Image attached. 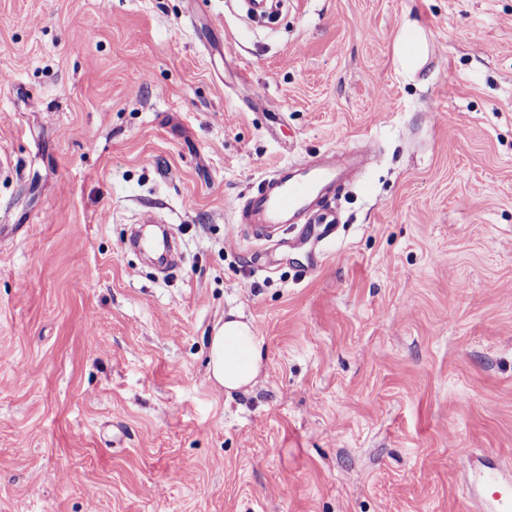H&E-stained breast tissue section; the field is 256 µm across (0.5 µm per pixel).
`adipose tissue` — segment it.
Returning <instances> with one entry per match:
<instances>
[{"mask_svg":"<svg viewBox=\"0 0 512 512\" xmlns=\"http://www.w3.org/2000/svg\"><path fill=\"white\" fill-rule=\"evenodd\" d=\"M262 340L243 315L231 312L209 336L207 372L225 394L253 387L261 370Z\"/></svg>","mask_w":512,"mask_h":512,"instance_id":"adipose-tissue-1","label":"adipose tissue"}]
</instances>
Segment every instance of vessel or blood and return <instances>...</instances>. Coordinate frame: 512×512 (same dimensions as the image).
I'll return each mask as SVG.
<instances>
[{
  "mask_svg": "<svg viewBox=\"0 0 512 512\" xmlns=\"http://www.w3.org/2000/svg\"><path fill=\"white\" fill-rule=\"evenodd\" d=\"M375 156V148L366 145L338 154L327 152L318 160L305 155L284 163L252 188L234 221L243 236L268 244L294 227L306 237L324 240L342 222L332 204L334 197Z\"/></svg>",
  "mask_w": 512,
  "mask_h": 512,
  "instance_id": "b4317fda",
  "label": "vessel or blood"
}]
</instances>
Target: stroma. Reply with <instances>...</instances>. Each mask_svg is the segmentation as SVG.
Masks as SVG:
<instances>
[{
  "label": "stroma",
  "mask_w": 512,
  "mask_h": 512,
  "mask_svg": "<svg viewBox=\"0 0 512 512\" xmlns=\"http://www.w3.org/2000/svg\"><path fill=\"white\" fill-rule=\"evenodd\" d=\"M368 140L332 240L240 235L275 168ZM1 157L0 512H486L512 474V0H0ZM262 340L254 325L237 312H228L209 336L207 372L230 396L253 387L261 370Z\"/></svg>",
  "instance_id": "35a3bbf8"
}]
</instances>
